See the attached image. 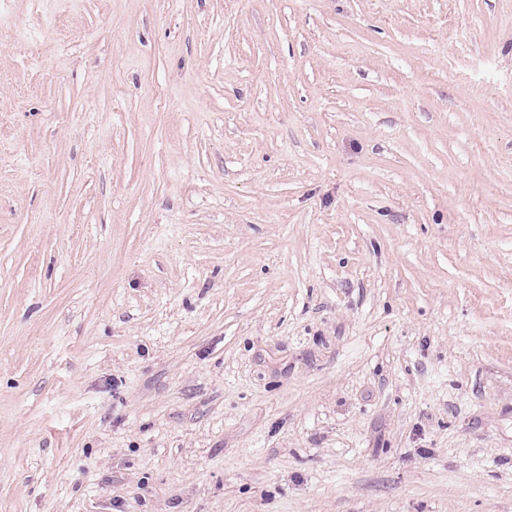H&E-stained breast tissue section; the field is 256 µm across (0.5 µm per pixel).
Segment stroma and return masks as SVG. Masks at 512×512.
I'll return each instance as SVG.
<instances>
[{
	"label": "stroma",
	"instance_id": "obj_1",
	"mask_svg": "<svg viewBox=\"0 0 512 512\" xmlns=\"http://www.w3.org/2000/svg\"><path fill=\"white\" fill-rule=\"evenodd\" d=\"M0 512H512V0H0Z\"/></svg>",
	"mask_w": 512,
	"mask_h": 512
}]
</instances>
